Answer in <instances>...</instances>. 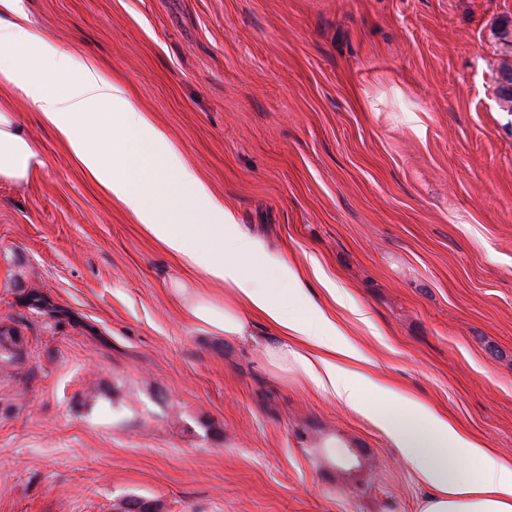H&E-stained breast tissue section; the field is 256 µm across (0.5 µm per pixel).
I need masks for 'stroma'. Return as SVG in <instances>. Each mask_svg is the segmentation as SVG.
<instances>
[{"label": "stroma", "instance_id": "35a3bbf8", "mask_svg": "<svg viewBox=\"0 0 512 512\" xmlns=\"http://www.w3.org/2000/svg\"><path fill=\"white\" fill-rule=\"evenodd\" d=\"M122 83L303 272L370 377L512 461V0H22ZM9 97L44 160L0 183V512H420L385 436L203 330L181 269ZM342 297L330 303L314 270ZM223 299L224 289L202 284ZM360 308L368 323L351 313ZM353 451L332 463L327 438Z\"/></svg>", "mask_w": 512, "mask_h": 512}]
</instances>
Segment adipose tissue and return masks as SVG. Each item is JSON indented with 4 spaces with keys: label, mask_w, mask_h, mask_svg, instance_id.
Returning a JSON list of instances; mask_svg holds the SVG:
<instances>
[{
    "label": "adipose tissue",
    "mask_w": 512,
    "mask_h": 512,
    "mask_svg": "<svg viewBox=\"0 0 512 512\" xmlns=\"http://www.w3.org/2000/svg\"><path fill=\"white\" fill-rule=\"evenodd\" d=\"M0 86L28 100L88 176L120 202L180 263L224 287L223 301L169 282L196 324L244 344L269 363L301 370L331 399L365 415L426 490L421 512H512V465L466 437L422 400L352 368L357 354L306 280L282 258L270 276L246 273L261 241L238 224L166 134L91 60L76 61L31 25L21 0H0ZM14 112L0 106V181L27 182L41 166ZM286 282L301 309L284 306ZM269 338L260 341L258 327Z\"/></svg>",
    "instance_id": "ef3b65f1"
}]
</instances>
